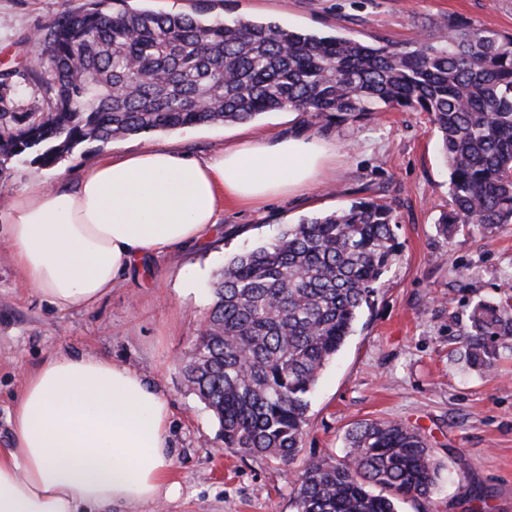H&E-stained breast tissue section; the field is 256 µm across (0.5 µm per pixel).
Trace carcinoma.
<instances>
[{"label":"carcinoma","mask_w":512,"mask_h":512,"mask_svg":"<svg viewBox=\"0 0 512 512\" xmlns=\"http://www.w3.org/2000/svg\"><path fill=\"white\" fill-rule=\"evenodd\" d=\"M135 10L85 0L45 28L44 112L0 106V164L49 166L85 142L307 112L343 122L383 108L431 115L448 165V238L512 223V35L450 22L433 42L394 45L295 31L276 21ZM392 208L359 198L285 225L244 250L213 282L215 302L182 372L213 412L224 450L292 464L310 395L400 252ZM464 358L490 370L493 340H512V306L480 302ZM339 459H309L296 512H399L427 500L439 465L426 439L397 421H362Z\"/></svg>","instance_id":"cac0c4a2"}]
</instances>
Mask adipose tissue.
<instances>
[{
	"label": "adipose tissue",
	"instance_id": "adipose-tissue-1",
	"mask_svg": "<svg viewBox=\"0 0 512 512\" xmlns=\"http://www.w3.org/2000/svg\"><path fill=\"white\" fill-rule=\"evenodd\" d=\"M336 155L309 134L258 139L199 158L152 145L98 161L69 186L15 194L0 235L22 283L57 311L98 302L148 255L195 243L224 201L307 190ZM170 409L137 371L76 352L23 380L0 452V512H111L155 500L173 463Z\"/></svg>",
	"mask_w": 512,
	"mask_h": 512
}]
</instances>
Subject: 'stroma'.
Instances as JSON below:
<instances>
[{"mask_svg":"<svg viewBox=\"0 0 512 512\" xmlns=\"http://www.w3.org/2000/svg\"><path fill=\"white\" fill-rule=\"evenodd\" d=\"M82 0H0V74L22 89L19 111H41L43 85L28 71L45 61L34 41L53 18ZM217 14L274 20L291 29L396 44L432 41L449 21L512 34V0H226ZM298 130L335 141L336 160L321 183L258 207L225 204L209 235L170 254L144 260L94 305L57 312L22 287L0 250V450L23 379L58 352L105 357L142 374L170 408L175 495L132 512H295L294 482L305 459L340 457L354 423L395 420L416 429L441 465L429 500L399 512H512V348L500 346L492 370L464 360L468 315L480 301H512V224L494 232L445 238L438 219L448 209V167L425 112L385 108L365 119L319 121L303 112H266L227 125H198L87 142L57 164L27 159L0 167V215L32 183H72L110 155L167 142L207 157L249 137L275 139ZM370 197L392 207L401 244L375 304L364 310L311 399L298 461L284 466L226 452L212 411L187 386L182 363L214 296L211 284L237 253L271 240L286 224ZM195 292H187L186 281Z\"/></svg>","mask_w":512,"mask_h":512,"instance_id":"obj_1","label":"stroma"}]
</instances>
